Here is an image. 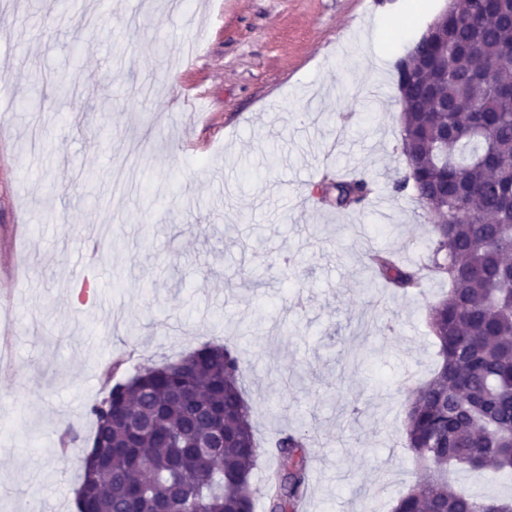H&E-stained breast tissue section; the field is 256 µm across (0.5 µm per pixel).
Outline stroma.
<instances>
[{
	"instance_id": "35a3bbf8",
	"label": "stroma",
	"mask_w": 512,
	"mask_h": 512,
	"mask_svg": "<svg viewBox=\"0 0 512 512\" xmlns=\"http://www.w3.org/2000/svg\"><path fill=\"white\" fill-rule=\"evenodd\" d=\"M73 2L0 6V512H72L87 410L132 336L127 376L207 342L236 350L258 440L311 436L300 512H391L423 476L404 420L448 286L395 292L369 254L412 262L431 235L392 189L408 171L396 63L448 0H421L395 44L384 23L403 0ZM36 68L54 82L35 116ZM340 169L382 207L322 198ZM448 479L512 500L511 475Z\"/></svg>"
}]
</instances>
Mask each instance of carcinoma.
Instances as JSON below:
<instances>
[{
  "mask_svg": "<svg viewBox=\"0 0 512 512\" xmlns=\"http://www.w3.org/2000/svg\"><path fill=\"white\" fill-rule=\"evenodd\" d=\"M479 45L476 73L465 46ZM399 81L419 109L401 118L415 165L393 182L411 190L433 224L422 268L448 282L428 325L438 348L434 375L409 400L404 448L424 470L392 512H512V501L468 495L448 468L490 478L512 474V18L500 0H456L448 39L437 38ZM355 193L366 180L326 190ZM375 274L407 293L420 269L391 252L371 258ZM242 370L226 344L206 343L176 362L107 385L88 414L91 453L75 491L77 512H254L253 470L262 453L243 396ZM286 464L267 478L266 512H298L308 481L307 438L282 431L269 442Z\"/></svg>",
  "mask_w": 512,
  "mask_h": 512,
  "instance_id": "cac0c4a2",
  "label": "carcinoma"
}]
</instances>
